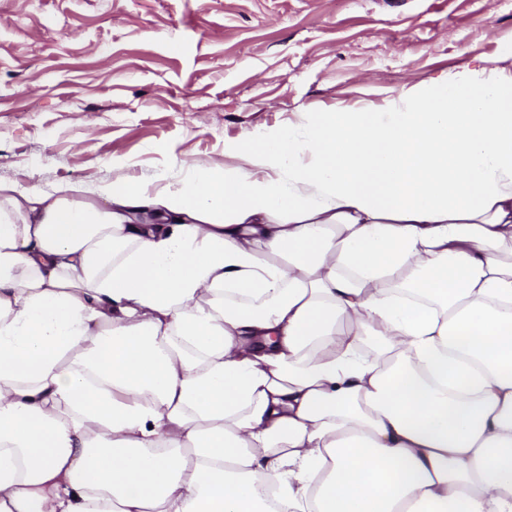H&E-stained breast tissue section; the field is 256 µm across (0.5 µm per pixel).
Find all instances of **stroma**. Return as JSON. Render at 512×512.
<instances>
[{
    "instance_id": "35a3bbf8",
    "label": "stroma",
    "mask_w": 512,
    "mask_h": 512,
    "mask_svg": "<svg viewBox=\"0 0 512 512\" xmlns=\"http://www.w3.org/2000/svg\"><path fill=\"white\" fill-rule=\"evenodd\" d=\"M483 67L512 0H0V180L154 188Z\"/></svg>"
}]
</instances>
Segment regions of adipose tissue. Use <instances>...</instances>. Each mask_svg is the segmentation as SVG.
<instances>
[{
	"label": "adipose tissue",
	"instance_id": "adipose-tissue-1",
	"mask_svg": "<svg viewBox=\"0 0 512 512\" xmlns=\"http://www.w3.org/2000/svg\"><path fill=\"white\" fill-rule=\"evenodd\" d=\"M0 512H512V74L0 182Z\"/></svg>",
	"mask_w": 512,
	"mask_h": 512
}]
</instances>
